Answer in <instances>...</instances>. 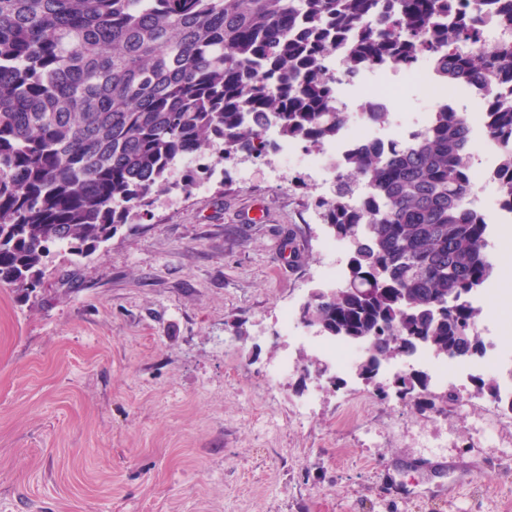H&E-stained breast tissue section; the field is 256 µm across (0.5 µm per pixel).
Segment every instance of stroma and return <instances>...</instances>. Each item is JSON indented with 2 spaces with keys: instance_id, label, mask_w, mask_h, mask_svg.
Wrapping results in <instances>:
<instances>
[{
  "instance_id": "1",
  "label": "stroma",
  "mask_w": 512,
  "mask_h": 512,
  "mask_svg": "<svg viewBox=\"0 0 512 512\" xmlns=\"http://www.w3.org/2000/svg\"><path fill=\"white\" fill-rule=\"evenodd\" d=\"M206 161L96 251L52 248L31 295L0 287V512H512V411L458 405L489 374L422 413L394 363L371 384L297 346L269 388L330 230L300 170L244 184Z\"/></svg>"
}]
</instances>
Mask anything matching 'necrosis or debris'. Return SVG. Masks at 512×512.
Returning <instances> with one entry per match:
<instances>
[{
    "label": "necrosis or debris",
    "instance_id": "obj_1",
    "mask_svg": "<svg viewBox=\"0 0 512 512\" xmlns=\"http://www.w3.org/2000/svg\"><path fill=\"white\" fill-rule=\"evenodd\" d=\"M474 17L481 31L477 51L492 55L502 41L512 40V29L499 19L498 0H480ZM327 75L336 86V105L344 112H359L363 118L357 130L341 129L334 140L318 149H308L302 140L276 138V155L282 163L303 161L307 167L328 183L336 182L343 172L346 155L362 144L387 145L396 141L411 142L431 126L435 112L449 109L463 113L478 141L469 153L466 166L471 175L473 190L466 200L487 224H511L512 210L501 203L490 202L487 191L497 187V170L501 148L493 141L486 127L485 112L489 101L511 94L512 88L496 84L493 88L470 87L465 98L449 95L435 74L429 58L419 57L411 66L386 70L385 66L369 64L358 71L347 69L343 53L330 56L325 62ZM419 87V108L414 112H399L392 106L393 95L399 86ZM384 112L387 122L370 121L369 113ZM489 353L482 360L455 363L432 354H424V361L436 373L439 381H464L474 373L488 371L502 382V393L512 396V349L490 343Z\"/></svg>",
    "mask_w": 512,
    "mask_h": 512
}]
</instances>
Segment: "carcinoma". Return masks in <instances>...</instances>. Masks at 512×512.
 <instances>
[{"instance_id":"cac0c4a2","label":"carcinoma","mask_w":512,"mask_h":512,"mask_svg":"<svg viewBox=\"0 0 512 512\" xmlns=\"http://www.w3.org/2000/svg\"><path fill=\"white\" fill-rule=\"evenodd\" d=\"M466 14L464 0H0V285L33 293L51 246L96 249L214 144L228 163L258 153L271 122L312 149L335 138L348 117L323 60L341 47L353 68L429 56L449 89L512 82V42L462 51L476 41ZM488 117L512 208V101ZM470 141L461 113L436 112L417 143L350 155L317 203L338 236L364 226L344 286L311 314L326 336L366 341L367 381L405 354L390 336H425L440 357L462 338L480 345L468 297L494 266L488 225L465 204ZM396 384L435 408L423 379Z\"/></svg>"}]
</instances>
